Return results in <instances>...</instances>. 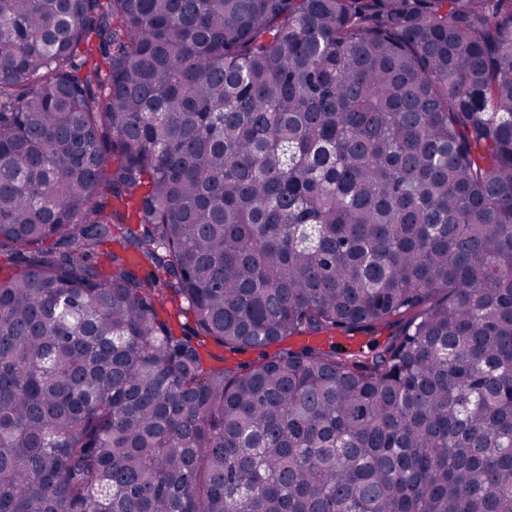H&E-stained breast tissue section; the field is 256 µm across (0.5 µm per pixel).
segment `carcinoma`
Wrapping results in <instances>:
<instances>
[{"label":"carcinoma","instance_id":"carcinoma-1","mask_svg":"<svg viewBox=\"0 0 512 512\" xmlns=\"http://www.w3.org/2000/svg\"><path fill=\"white\" fill-rule=\"evenodd\" d=\"M2 256L0 512H512V0H0ZM397 326L396 323H390L351 335L336 334V338L333 339V341L350 351H357L359 349L367 350L371 344H382L386 342L396 331Z\"/></svg>","mask_w":512,"mask_h":512}]
</instances>
